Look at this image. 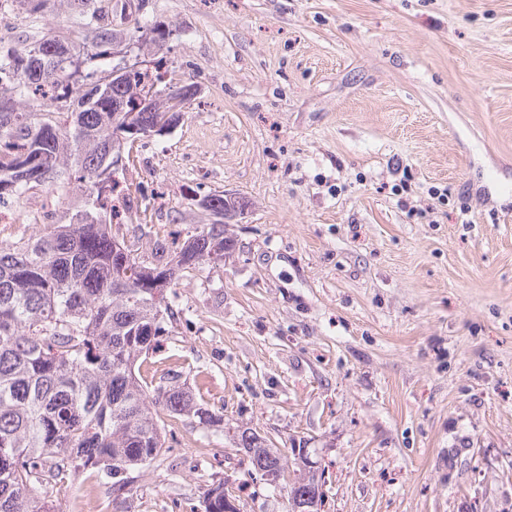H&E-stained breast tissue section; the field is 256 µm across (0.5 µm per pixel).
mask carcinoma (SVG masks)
I'll use <instances>...</instances> for the list:
<instances>
[{
	"instance_id": "carcinoma-1",
	"label": "carcinoma",
	"mask_w": 512,
	"mask_h": 512,
	"mask_svg": "<svg viewBox=\"0 0 512 512\" xmlns=\"http://www.w3.org/2000/svg\"><path fill=\"white\" fill-rule=\"evenodd\" d=\"M87 27L76 49L55 38L0 40V94L18 108L0 116V209L38 191L84 197L68 223L53 210L0 226V512H60L50 492L89 469L120 491L162 455L165 420L221 422L181 386H148L135 363L166 331L168 293L184 274L224 264L233 239L216 218L147 261L119 236L112 131L128 113L112 111L110 92L124 95L143 77L101 67L100 47L118 32L96 9ZM51 42L61 54L32 77ZM236 445L249 453L262 442L245 428ZM251 461L284 472L276 450ZM288 499L291 512H319L324 495L301 477ZM205 512H226L223 482L209 485Z\"/></svg>"
}]
</instances>
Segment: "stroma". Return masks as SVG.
<instances>
[{"mask_svg": "<svg viewBox=\"0 0 512 512\" xmlns=\"http://www.w3.org/2000/svg\"><path fill=\"white\" fill-rule=\"evenodd\" d=\"M80 12L0 0V35L79 43ZM112 26L165 32L149 67L198 89L139 148L123 234L148 252L208 193L246 206L140 367L223 425L180 417L123 503L89 471L63 512H205L215 481L288 512L293 447L321 512H512V0H146ZM251 429L245 428L243 430H239L237 435V448H243L247 453L250 460V463L257 473L258 470H264L267 472H284L283 465V457L278 452V449L273 450L270 448H262V441L260 442V438L256 436V433L250 431ZM253 448H261L266 449L267 451H263L262 453H258L257 451L251 452ZM252 453L253 458L249 455ZM255 461V463H254ZM265 473V472H261ZM280 473H265L264 480L270 484H280L282 479V475Z\"/></svg>", "mask_w": 512, "mask_h": 512, "instance_id": "1", "label": "stroma"}]
</instances>
